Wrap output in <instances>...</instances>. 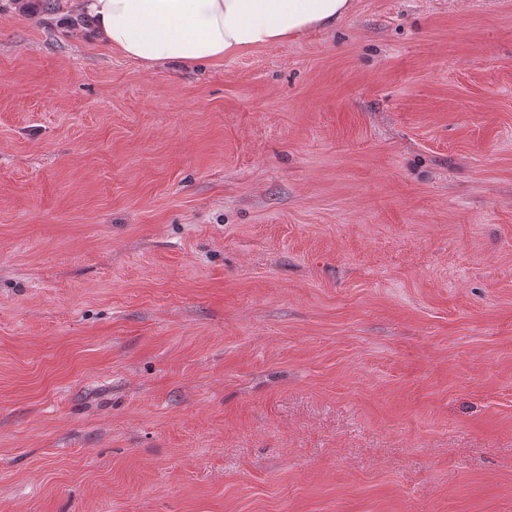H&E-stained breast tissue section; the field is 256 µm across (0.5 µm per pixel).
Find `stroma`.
Listing matches in <instances>:
<instances>
[{
	"instance_id": "35a3bbf8",
	"label": "stroma",
	"mask_w": 512,
	"mask_h": 512,
	"mask_svg": "<svg viewBox=\"0 0 512 512\" xmlns=\"http://www.w3.org/2000/svg\"><path fill=\"white\" fill-rule=\"evenodd\" d=\"M0 0V512H512V0L143 66Z\"/></svg>"
}]
</instances>
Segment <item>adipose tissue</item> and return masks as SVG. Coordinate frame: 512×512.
Returning <instances> with one entry per match:
<instances>
[{"instance_id": "1", "label": "adipose tissue", "mask_w": 512, "mask_h": 512, "mask_svg": "<svg viewBox=\"0 0 512 512\" xmlns=\"http://www.w3.org/2000/svg\"><path fill=\"white\" fill-rule=\"evenodd\" d=\"M112 50L148 66L195 64L331 29L352 0H74Z\"/></svg>"}]
</instances>
